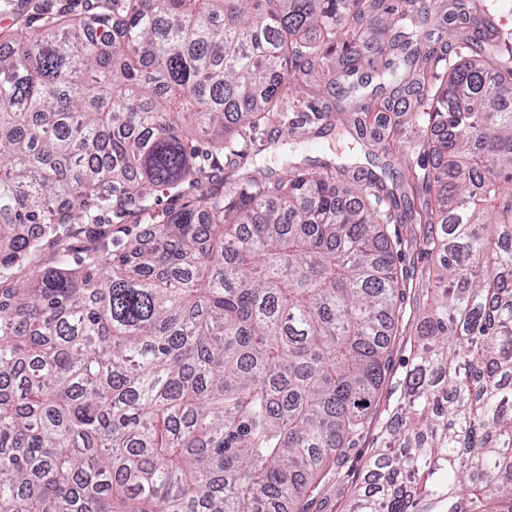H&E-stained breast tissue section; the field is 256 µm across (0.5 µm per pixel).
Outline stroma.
Listing matches in <instances>:
<instances>
[{
	"instance_id": "stroma-1",
	"label": "stroma",
	"mask_w": 512,
	"mask_h": 512,
	"mask_svg": "<svg viewBox=\"0 0 512 512\" xmlns=\"http://www.w3.org/2000/svg\"><path fill=\"white\" fill-rule=\"evenodd\" d=\"M85 8L86 0H0V27L21 23L39 13L69 9L81 12ZM379 39V53H363L359 65V72L368 76V83L355 88L350 80L340 78L334 84L323 86V97L338 102L350 112L364 105H376L391 97L399 87L408 88L407 98L414 104L431 97L430 84L416 83L411 60L413 53L446 42V34L437 29L435 21L417 15L404 23L390 25L388 32ZM422 129V121H405L386 143L380 145H370L356 135H348L343 138L339 150L361 161L368 159L385 165L387 187L393 189L397 197L413 196L415 203L419 204L423 198L411 193L413 178L410 166L417 163L423 153ZM388 232L396 245L398 272L407 284L402 299L406 317L392 344L385 383L376 399L368 427L354 450L343 460L338 480L319 486L306 504L307 512H346L361 484L374 448L380 445V427L396 406L401 382L411 361L410 348L415 328L410 315L416 307L415 288L422 272L435 266L436 258L427 252L422 241L415 239L414 225L392 224Z\"/></svg>"
}]
</instances>
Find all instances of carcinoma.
<instances>
[{"label":"carcinoma","instance_id":"1","mask_svg":"<svg viewBox=\"0 0 512 512\" xmlns=\"http://www.w3.org/2000/svg\"><path fill=\"white\" fill-rule=\"evenodd\" d=\"M97 2L0 31V512H306L385 382L393 222L439 272L349 512H512V28L457 36L476 57L423 112L433 198L396 215L373 170L239 161L270 120L331 116L284 104L356 70L364 18L451 29L436 0ZM142 214L72 251L77 225ZM46 248L57 265L15 279Z\"/></svg>","mask_w":512,"mask_h":512}]
</instances>
